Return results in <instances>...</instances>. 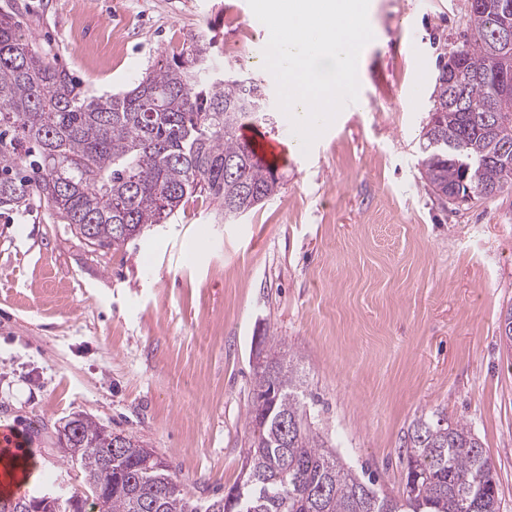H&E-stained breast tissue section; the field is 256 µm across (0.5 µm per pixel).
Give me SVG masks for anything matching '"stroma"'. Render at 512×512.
I'll return each mask as SVG.
<instances>
[{
	"label": "stroma",
	"instance_id": "obj_1",
	"mask_svg": "<svg viewBox=\"0 0 512 512\" xmlns=\"http://www.w3.org/2000/svg\"><path fill=\"white\" fill-rule=\"evenodd\" d=\"M0 0L97 95L128 89L190 33L238 43L218 67L261 85L286 147L280 190L224 221L188 198L123 248L94 249L48 205L0 210V426L32 467L21 495L69 496L82 476L58 431L81 414L138 436L191 503L241 475L252 358L299 356L317 431L380 493L400 496L403 438L438 411L480 438L512 512V190L446 203L421 177L438 58L467 33L469 0H370L359 103L303 151L262 65L247 0Z\"/></svg>",
	"mask_w": 512,
	"mask_h": 512
}]
</instances>
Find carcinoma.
I'll use <instances>...</instances> for the list:
<instances>
[{
  "label": "carcinoma",
  "mask_w": 512,
  "mask_h": 512,
  "mask_svg": "<svg viewBox=\"0 0 512 512\" xmlns=\"http://www.w3.org/2000/svg\"><path fill=\"white\" fill-rule=\"evenodd\" d=\"M502 0H482L456 57V81L439 68L423 133L422 179L442 200L491 197L512 187V90L494 72L512 68V46L494 38ZM220 52L205 34L186 36L128 90L95 95L25 36L14 11H0V209L38 199L90 245L117 250L163 224L193 194L247 213L279 191L274 170L246 142V124L263 122L261 87L216 73ZM296 354L255 369L250 477L235 484L236 512H499L492 464L471 428L422 414L405 440L402 496H381L345 466L312 426ZM271 397L261 420L256 401ZM294 430L283 435L282 418ZM67 464L83 475L97 512H225L224 498L190 503L165 461L144 465V443L78 415Z\"/></svg>",
  "instance_id": "1"
}]
</instances>
